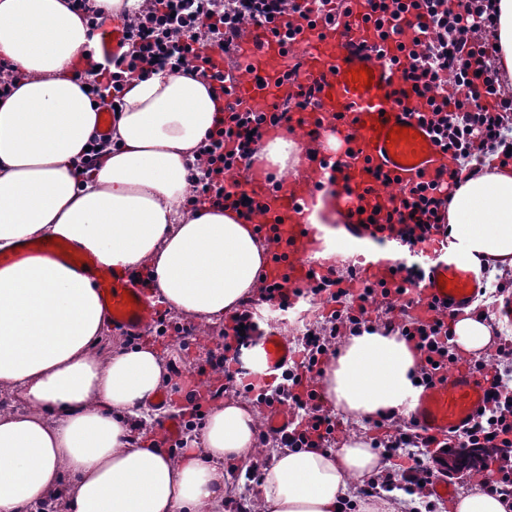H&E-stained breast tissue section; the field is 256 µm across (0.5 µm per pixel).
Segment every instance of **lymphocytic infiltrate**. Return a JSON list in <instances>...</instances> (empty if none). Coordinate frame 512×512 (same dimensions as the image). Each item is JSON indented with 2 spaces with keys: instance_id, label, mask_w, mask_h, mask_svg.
<instances>
[{
  "instance_id": "1",
  "label": "lymphocytic infiltrate",
  "mask_w": 512,
  "mask_h": 512,
  "mask_svg": "<svg viewBox=\"0 0 512 512\" xmlns=\"http://www.w3.org/2000/svg\"><path fill=\"white\" fill-rule=\"evenodd\" d=\"M365 21L371 22L379 38L396 43L395 52H380L387 65L401 73L404 84L424 98L430 114L434 142L456 163L451 177L454 184L481 173L486 155L506 158L512 150V89L499 79L494 61L498 54L493 35L497 15L496 0H467L452 8L450 0H365ZM416 12L418 22L409 42H402V20ZM336 19L335 0H144L134 13H120L128 40L117 67L98 65L87 56L85 67L75 69L77 77L92 80L93 89L104 90L113 104H121L123 83L149 76L153 69L192 67L206 72L210 51L232 53L245 26H267L280 41L292 39L293 26L306 22L315 27L317 19ZM282 78L292 86L280 104L266 112L257 106L228 104L225 113L215 118L213 132L201 143L198 153L204 162L201 177L194 183V203L220 207L232 202L243 218H251L254 205L238 186L225 182L231 170L250 166L257 147L269 126L289 120L291 113L306 111L312 104L315 88L301 81L304 62L295 53L283 51ZM452 193L442 184L419 183L386 212L387 223L397 225V234L408 246H415L431 234H445L448 205ZM389 279L371 282L362 278L356 267L345 274L329 271L312 277L305 286L291 288L262 283L257 299L243 301L231 318L220 353H208L198 375L220 373L224 382L208 387L189 412L186 431H198L206 416L205 404L223 397L228 388L240 385L252 394L257 407L279 404L291 418L287 434L270 439L266 431L257 434L258 447L276 446L301 450L329 448L340 422L326 406L317 386L324 366L336 352L342 336L378 332L397 335L412 344L419 355L416 377L421 385L432 384L438 368L459 361L452 342L448 316L435 312L428 320L405 313L395 315V304L406 299L424 276L420 263H393ZM309 295L325 298L333 309L302 337L299 359L283 372L274 388L244 383L234 363L247 337L256 335L259 323L252 307L267 305L270 312L284 317L301 298ZM512 362V344H499L488 359L470 362V369L491 371V404L481 418L464 433L450 437L445 445L453 457L465 456L481 469L496 465L495 479L482 482L484 491L512 501V376L502 372ZM377 432L372 446L385 459L406 455L407 468L386 473L383 479L365 481L362 496L376 495L379 488L394 487L396 480L412 486L431 485L433 467L422 453L429 450L431 438L419 435L412 423L394 424L390 417L375 420Z\"/></svg>"
}]
</instances>
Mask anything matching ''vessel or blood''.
Segmentation results:
<instances>
[{
  "label": "vessel or blood",
  "instance_id": "b4317fda",
  "mask_svg": "<svg viewBox=\"0 0 512 512\" xmlns=\"http://www.w3.org/2000/svg\"><path fill=\"white\" fill-rule=\"evenodd\" d=\"M123 44L120 22L98 28L94 44L97 55H118ZM285 48L302 56L305 80L317 88L312 107L302 113L297 126L305 143L317 144L332 135L340 140L342 150L354 154L351 166L335 174L338 185L352 189L351 195L338 197L342 209L372 210L380 199L400 198L420 181L449 183L454 168L449 155L440 151L428 127L413 113V100L398 103L400 74L378 59L376 51L361 48L357 38L340 35L335 25L326 23L295 35L285 45L266 28L251 25L241 42L243 52L257 51L264 57L278 56ZM362 69L372 77V85L354 80V72ZM289 89V84L279 83L273 71L257 75L243 72L232 96L271 105ZM396 128L403 129V137L390 138V131ZM376 168L388 174L390 183L373 194L368 190L372 183L369 172ZM242 188L256 203L273 204L261 231L271 239L275 255L268 265L270 279L305 285L312 267L302 262L300 255L314 227L296 223L295 217L297 210L313 205L306 180L287 178L276 189L256 176ZM39 249L91 279L114 330L139 336L156 325L157 311L130 271L101 269L90 256L65 243L45 242ZM479 290V277L462 257L440 252L426 263L417 294L423 303L435 304L448 314L471 306ZM255 358L266 377H276L295 359L293 341L280 331H267L255 346ZM489 390L483 375L468 368L441 370L434 384L422 389L410 414L416 432L440 437L463 431L485 407Z\"/></svg>",
  "mask_w": 512,
  "mask_h": 512
}]
</instances>
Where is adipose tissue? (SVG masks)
<instances>
[{"mask_svg":"<svg viewBox=\"0 0 512 512\" xmlns=\"http://www.w3.org/2000/svg\"><path fill=\"white\" fill-rule=\"evenodd\" d=\"M70 0H0V56L23 78L0 101V251L26 241L63 240L102 268L152 274L162 304L206 330L255 295L270 246L232 206L194 209L197 148L213 126L208 81L160 70L123 89L112 147L99 167H82L98 122L94 95L73 61L93 47ZM301 146L274 137L260 157L279 178L298 175ZM324 225L317 261L349 258L335 227L342 211L316 205ZM448 248L472 267L512 271V167L471 178L448 207ZM108 322L87 277L48 257L0 268V390L23 409L0 408V512H225L237 488L225 462L256 455L261 414L251 402L215 404L183 455L146 441L140 427L161 386L174 379L150 345L105 350ZM454 343L486 355L495 334L485 316L459 317ZM418 358L400 336L349 337L323 374L327 398L343 414L409 417L419 394ZM384 468L365 435L336 448L288 449L262 470L255 512H339L351 487Z\"/></svg>","mask_w":512,"mask_h":512,"instance_id":"1","label":"adipose tissue"}]
</instances>
